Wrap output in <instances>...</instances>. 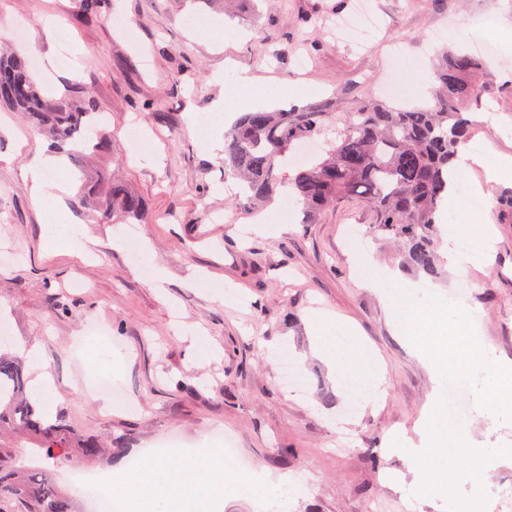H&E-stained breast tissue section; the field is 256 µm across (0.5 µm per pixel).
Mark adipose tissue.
Returning <instances> with one entry per match:
<instances>
[{"instance_id": "ef3b65f1", "label": "adipose tissue", "mask_w": 512, "mask_h": 512, "mask_svg": "<svg viewBox=\"0 0 512 512\" xmlns=\"http://www.w3.org/2000/svg\"><path fill=\"white\" fill-rule=\"evenodd\" d=\"M64 159L52 151L37 155L27 176L35 203L46 218L44 232L60 254L81 256L88 238L73 224L66 205L70 182L63 178ZM317 355L338 376H354L368 387L372 401L385 396L383 372L369 371L365 350L358 340L339 338L331 323H323L315 343ZM242 486L252 489L260 512H287L290 489L287 477L270 478L256 470L239 469L223 452L197 446L175 449L173 457L156 452L139 455L136 470H121L101 486L109 512H224V502Z\"/></svg>"}]
</instances>
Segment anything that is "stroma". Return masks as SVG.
<instances>
[{
	"label": "stroma",
	"mask_w": 512,
	"mask_h": 512,
	"mask_svg": "<svg viewBox=\"0 0 512 512\" xmlns=\"http://www.w3.org/2000/svg\"><path fill=\"white\" fill-rule=\"evenodd\" d=\"M358 2L234 0L227 14L205 0H101L98 14L88 17L77 0H0V41L31 56L42 94L91 95L112 138L107 158L82 168L66 164L73 179L66 203L92 240L89 255L50 260L44 215L25 178L50 141L0 106V254L12 256L0 264V317L25 374L51 382L53 413L63 414L74 433L107 443L87 471L108 475L127 468L138 452L228 435L239 467L309 478L310 492L292 495L288 512H447L445 501L405 497L415 474L389 443L397 433L418 439L437 388L399 335L391 285L441 292L471 315L502 361H512V208L505 205L512 179L484 180L487 208L440 227L445 239L463 223L488 225L487 263L418 277L374 232L361 201L326 209L312 222L283 194L260 213L235 203L223 151L205 150L207 126L190 123L194 115L218 123L216 106L241 76L273 93V100H256L262 109L281 107L300 87L305 94L297 105L350 112L379 99L381 86L401 72L412 83L408 105H423L430 99L421 85L432 80L433 26L462 28L490 8L501 29L512 32V0H366L377 30L362 49L354 33L336 30L337 19ZM52 15L70 25L65 43L43 37ZM208 21L223 29L222 41L196 39L194 27ZM501 61L502 70L485 75L492 109L476 119L481 136L512 157V135L503 131L512 125V95L504 91L511 41ZM134 122L152 148L127 138ZM103 169L143 199V220L104 224L79 206ZM351 233L361 237L374 276L354 272L345 248ZM384 274L392 283L381 282ZM324 314L353 330L384 369V400L346 413L345 385L313 352ZM93 329L100 344L117 339L125 347L119 386L127 406L110 405L87 378L92 361L76 348ZM33 350L41 366L28 362ZM285 360L306 375V395L281 385ZM463 412V429L477 444L512 446V423L490 427L470 400ZM344 436L349 444L337 449Z\"/></svg>",
	"instance_id": "35a3bbf8"
}]
</instances>
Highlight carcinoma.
I'll use <instances>...</instances> for the list:
<instances>
[{
	"label": "carcinoma",
	"mask_w": 512,
	"mask_h": 512,
	"mask_svg": "<svg viewBox=\"0 0 512 512\" xmlns=\"http://www.w3.org/2000/svg\"><path fill=\"white\" fill-rule=\"evenodd\" d=\"M483 72L475 57L446 49L433 73L430 105L371 103L352 112H330L309 104L243 112L224 132V176L238 182L248 207H262L285 190L313 221L325 209L358 198L373 213L374 231L397 244L404 267L435 278L441 204L448 199L457 148L475 133L467 115L480 109L489 94L479 78ZM1 104L22 113L31 127L72 145L77 162L87 151L111 150L104 126L95 140L84 134L101 113L96 100L46 99L24 56L0 58ZM315 140L322 141L317 154L290 162L300 143ZM88 203L103 221L144 212L142 198L106 176L80 199ZM20 440L40 449L55 468L94 460L103 452L97 439L76 436L60 415L37 410L22 361L0 351V512H73L51 470L15 466Z\"/></svg>",
	"instance_id": "obj_1"
}]
</instances>
